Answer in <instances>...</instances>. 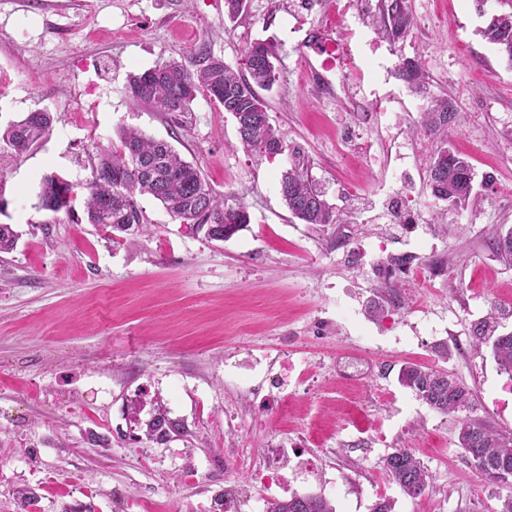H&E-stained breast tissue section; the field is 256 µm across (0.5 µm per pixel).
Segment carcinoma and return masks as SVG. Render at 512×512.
Instances as JSON below:
<instances>
[{
    "instance_id": "carcinoma-1",
    "label": "carcinoma",
    "mask_w": 512,
    "mask_h": 512,
    "mask_svg": "<svg viewBox=\"0 0 512 512\" xmlns=\"http://www.w3.org/2000/svg\"><path fill=\"white\" fill-rule=\"evenodd\" d=\"M497 8L488 17L483 37L512 66V0H496ZM382 31L393 41L404 38L411 30L412 16L407 0H382L379 16ZM249 77L245 78L201 47L189 60H163L130 78L126 87L134 105L145 104L156 112L175 116L187 112L197 94L204 92L217 107L243 115L246 136L243 147L261 156L283 153L284 140L270 122L266 106L256 88H265L275 78L278 54L273 44L258 41L245 49ZM396 77L418 95L427 94L422 64L417 58L403 59ZM457 109L451 100H436L427 108L415 127L434 137H445L455 124ZM49 113L31 112L10 125L3 137L18 152L28 150L49 130ZM476 176L473 166L443 143L434 154L428 171L427 185L431 195L461 208L471 199V182ZM282 199L291 214L305 224H334L335 207L329 203L298 165L283 173L280 182ZM148 195L158 200L173 217L206 229L207 236L225 241L250 224V214L241 202H231L216 194L200 168L183 160L175 149L163 140L154 139L135 129H123L118 143L101 152L93 166L84 207L88 222L104 224L112 230L126 233L142 227L144 215L137 197ZM77 198L75 187L66 180L49 175L43 178L40 190L42 207L57 213L72 208ZM18 239L10 224H0V252L13 250ZM489 243L496 255L512 263V233L503 235L498 229L489 230ZM406 304L402 282H383L377 289L372 315L401 308ZM471 344L479 350L490 346L500 373L512 381V332H498L495 315L487 317L474 329ZM398 383L431 409L441 413L473 411V395L447 370L401 365ZM181 434L177 424L162 415L147 424L145 436L153 442L165 441ZM458 445L467 460L478 457L475 469L486 482L498 485L496 472L504 466L512 468V433L503 432L483 420L464 417L459 422ZM387 477L408 497H421L431 476L410 448H395L383 462ZM268 512H335L323 497L297 494L270 503Z\"/></svg>"
}]
</instances>
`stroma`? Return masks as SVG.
<instances>
[{
	"label": "stroma",
	"instance_id": "35a3bbf8",
	"mask_svg": "<svg viewBox=\"0 0 512 512\" xmlns=\"http://www.w3.org/2000/svg\"><path fill=\"white\" fill-rule=\"evenodd\" d=\"M407 2L413 26L394 44L371 23L379 0L339 14L247 0L233 22L224 0H0V129L52 117L25 153L0 139V224L19 234L0 253V512H19L23 489L35 512H210L226 487L242 512H260L251 469L280 442L314 464L291 491L336 512L382 498L394 512H497L508 490L463 456L458 415L421 403L397 374L406 362L447 369L471 389L475 418L512 432V381L470 345L494 306L512 332V266L486 246L491 226L512 229V67L479 33L494 0ZM258 40L277 47L259 96L281 155L246 151L205 94L174 118L127 98L131 75L202 46L246 74ZM403 57L420 59L428 96L395 78ZM434 96L455 100L448 144L488 179L462 209L427 187L439 140L409 131ZM123 127L168 141L250 224L213 241L143 196L144 224L124 239L88 223L82 203L42 208V178L84 194ZM297 162L342 223L288 211L279 180ZM398 203L416 224L391 222ZM407 252L409 305L369 317L374 263ZM286 355L296 374L282 375ZM159 411L187 436L147 440ZM402 446L431 475L416 499L383 471Z\"/></svg>",
	"mask_w": 512,
	"mask_h": 512
}]
</instances>
